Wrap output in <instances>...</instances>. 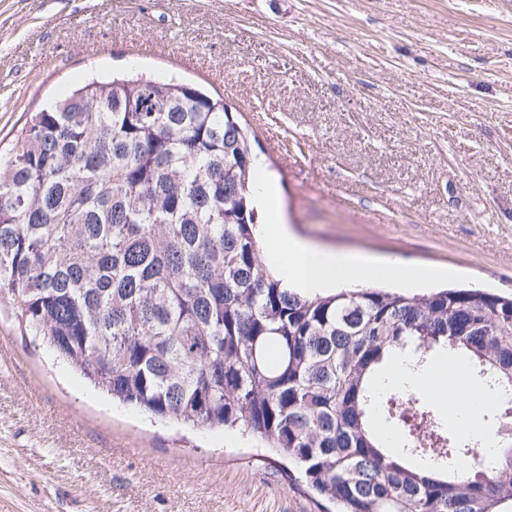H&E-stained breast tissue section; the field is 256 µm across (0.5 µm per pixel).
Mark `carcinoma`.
<instances>
[{"label": "carcinoma", "instance_id": "1", "mask_svg": "<svg viewBox=\"0 0 512 512\" xmlns=\"http://www.w3.org/2000/svg\"><path fill=\"white\" fill-rule=\"evenodd\" d=\"M256 160L221 97L91 80L0 157V295L112 399L260 440L336 512H512V437L476 464L415 385L446 353L511 391L512 297L284 287L261 255Z\"/></svg>", "mask_w": 512, "mask_h": 512}]
</instances>
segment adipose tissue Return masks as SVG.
I'll return each mask as SVG.
<instances>
[{
  "label": "adipose tissue",
  "instance_id": "1",
  "mask_svg": "<svg viewBox=\"0 0 512 512\" xmlns=\"http://www.w3.org/2000/svg\"><path fill=\"white\" fill-rule=\"evenodd\" d=\"M259 191L263 204L273 218L272 224L264 232L265 252L278 268L286 287L313 292L353 279L366 280L374 276L402 281L418 280V273L396 260L376 259L311 245L291 233L287 225L282 223L276 204L275 183L271 179H263ZM493 402V396L483 394L471 383L467 384L465 392L448 400L449 408L457 414L456 426L470 438L479 440L485 448L493 447L494 435L482 424L481 415Z\"/></svg>",
  "mask_w": 512,
  "mask_h": 512
}]
</instances>
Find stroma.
I'll return each mask as SVG.
<instances>
[{"mask_svg":"<svg viewBox=\"0 0 512 512\" xmlns=\"http://www.w3.org/2000/svg\"><path fill=\"white\" fill-rule=\"evenodd\" d=\"M223 96L311 243L512 294V0H0V152L93 72ZM0 512H319L288 466L114 403L0 300Z\"/></svg>","mask_w":512,"mask_h":512,"instance_id":"stroma-1","label":"stroma"}]
</instances>
